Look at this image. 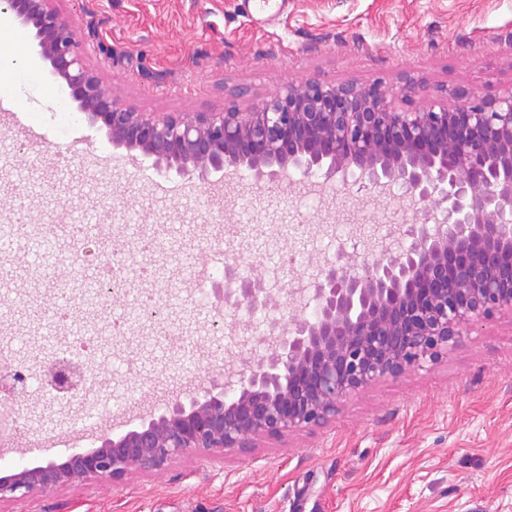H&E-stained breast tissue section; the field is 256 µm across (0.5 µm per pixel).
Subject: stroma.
<instances>
[{
    "label": "stroma",
    "mask_w": 512,
    "mask_h": 512,
    "mask_svg": "<svg viewBox=\"0 0 512 512\" xmlns=\"http://www.w3.org/2000/svg\"><path fill=\"white\" fill-rule=\"evenodd\" d=\"M85 46L87 65L112 96L140 112H247L309 77L329 83L406 79L434 95L475 98L512 90V0H283L260 18L242 0H59ZM32 68L0 96V348L28 374L71 352L77 331L104 338L87 365L105 394L54 398L32 386L8 405L0 470L39 465L119 437L197 392L235 364L267 353L268 313L239 311L235 331L212 325V286L193 273L237 257L271 295L316 274L345 249L357 257L398 247L415 208L401 189L354 184L313 193L301 173L281 183L228 177L198 188L158 175L113 145L79 108L62 112L65 85L32 33L10 18ZM111 220L124 242L112 258L131 298L154 315L127 318L111 335L93 296L98 263L76 227L58 216ZM51 237L45 265L27 245ZM0 512H512V316L484 319L442 359L351 394L334 420L260 447L189 451L167 469L103 479L0 504Z\"/></svg>",
    "instance_id": "obj_1"
}]
</instances>
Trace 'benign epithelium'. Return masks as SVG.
<instances>
[{
	"instance_id": "7a95c632",
	"label": "benign epithelium",
	"mask_w": 512,
	"mask_h": 512,
	"mask_svg": "<svg viewBox=\"0 0 512 512\" xmlns=\"http://www.w3.org/2000/svg\"><path fill=\"white\" fill-rule=\"evenodd\" d=\"M56 0H0L34 35L41 56L89 120L113 144L196 185L246 173L276 183L292 170L325 184L380 190L399 185L424 207L398 225L400 245L361 260L339 251L307 281L313 306L266 321L268 354L234 384L214 377L198 395L119 438L62 461L18 462L0 474V502L58 487L165 469L187 450L257 447L336 417L348 395L456 346L464 329L512 313V91L475 101L431 97L407 79L400 92L419 107L397 111L388 89L311 77L250 112L157 116L119 103L84 63L76 31ZM221 308L255 311L273 301L258 276L227 264L214 284ZM44 390L71 395L84 374L68 360L43 366ZM28 374H0V401L27 394Z\"/></svg>"
}]
</instances>
